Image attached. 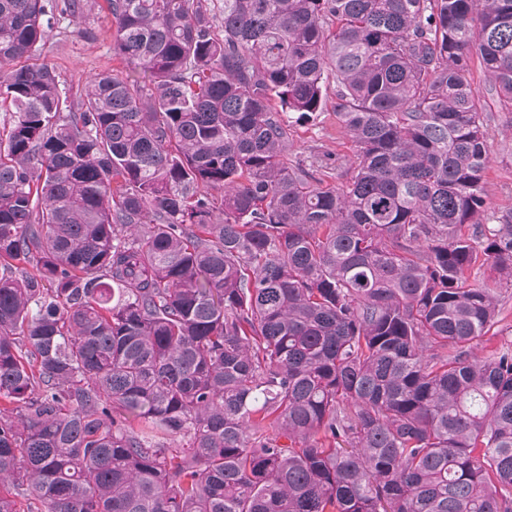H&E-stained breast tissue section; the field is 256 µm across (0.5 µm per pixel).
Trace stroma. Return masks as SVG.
Listing matches in <instances>:
<instances>
[{
    "label": "stroma",
    "instance_id": "35a3bbf8",
    "mask_svg": "<svg viewBox=\"0 0 512 512\" xmlns=\"http://www.w3.org/2000/svg\"><path fill=\"white\" fill-rule=\"evenodd\" d=\"M46 19L50 30L37 55L56 69L60 89L70 105H77L84 97L94 75L130 74L131 63L112 53V16L106 0H84L82 12L75 15L65 12L64 0H49ZM472 80L487 104L491 162L484 183V221L490 225L512 212V112L500 105L480 65H473ZM288 158L322 167L324 184L339 186L345 182L353 143L336 118L333 102H326L323 112L313 120L292 126ZM497 297L498 322L487 336L472 343L473 356L512 349V281L502 282Z\"/></svg>",
    "mask_w": 512,
    "mask_h": 512
}]
</instances>
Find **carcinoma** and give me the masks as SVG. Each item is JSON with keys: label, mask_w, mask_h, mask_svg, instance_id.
<instances>
[{"label": "carcinoma", "mask_w": 512, "mask_h": 512, "mask_svg": "<svg viewBox=\"0 0 512 512\" xmlns=\"http://www.w3.org/2000/svg\"><path fill=\"white\" fill-rule=\"evenodd\" d=\"M107 2L143 77L75 110L0 0V512H512V0ZM331 81L339 188L288 162ZM472 80L475 91L487 104L484 113L491 162L484 181L483 224L496 227L495 224H500L498 218L512 211V112L500 105L476 55L473 56ZM499 300L498 323L487 336L475 340L471 345L474 357H484L502 349H512V279L501 280L497 288Z\"/></svg>", "instance_id": "1"}]
</instances>
